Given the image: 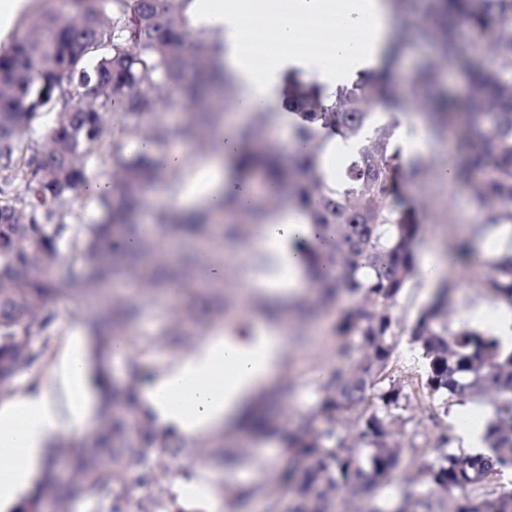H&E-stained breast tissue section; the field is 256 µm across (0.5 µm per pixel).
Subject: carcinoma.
<instances>
[{"instance_id":"1","label":"carcinoma","mask_w":512,"mask_h":512,"mask_svg":"<svg viewBox=\"0 0 512 512\" xmlns=\"http://www.w3.org/2000/svg\"><path fill=\"white\" fill-rule=\"evenodd\" d=\"M186 2L67 0L70 18L41 15L0 49V398L47 363L60 335L61 301L87 298L123 278L135 280L146 300L176 276L190 291L206 267L190 259L175 273L155 256L158 237L197 233L221 255L229 235L248 244L271 214L259 207L225 227L162 208L150 229L137 222L143 193L158 181L178 189L183 171L140 152L128 155L127 144L147 140L162 151L180 141L190 146L189 167L203 132L223 127L224 114L237 104L218 62L219 44L186 35ZM420 8L425 23L412 38L438 43L439 54L415 73L408 102L429 137L456 132L459 163L417 154L401 164L395 136L405 102L391 97L385 70L377 82L333 99L314 97L305 85L285 96L284 109L299 117L288 133L300 144L296 152L256 147L272 122L269 112L255 113L238 133V173L256 171L282 186L275 205L288 204L307 223L333 231L325 248L310 250L308 262L335 270L318 287L323 306L339 296L351 301L332 326L343 364L325 375L316 405L285 436L304 462L284 477L295 493L293 512H348L343 492L372 495L401 472L422 476L427 493L371 512H512V490L498 482L512 472V347L467 323L451 325L448 281L406 329L423 363L417 384L408 389L391 375L395 308L416 270L422 225L415 213L431 175L450 171L448 188L468 190L488 223L512 224V0H420ZM461 25L466 40L458 36ZM481 56L492 63H479ZM449 66L466 76L467 98L431 91ZM164 104L185 110L180 124L158 121ZM51 112L53 126L33 137L36 122ZM331 135L342 151L334 172L321 162ZM93 154L112 170L111 191L97 199L99 215L86 223L74 201L89 180ZM129 237L138 242L133 251L125 246ZM484 267V287L512 305V252ZM140 308L110 295L85 319L87 365L98 391L94 427L71 450L49 446L42 475L13 512H42L48 499L61 512H190L184 486L199 479L211 451L206 440L158 429L139 401V386L153 377L137 358ZM121 336L131 346L122 387L112 379ZM152 343L184 350L196 339L178 322ZM487 395L493 417L485 449L448 448V427L438 418L448 414L449 400L464 405ZM412 403L440 428L437 436L395 438Z\"/></svg>"}]
</instances>
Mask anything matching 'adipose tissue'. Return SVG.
<instances>
[{"mask_svg":"<svg viewBox=\"0 0 512 512\" xmlns=\"http://www.w3.org/2000/svg\"><path fill=\"white\" fill-rule=\"evenodd\" d=\"M337 8L344 23L356 31V42H340V68L310 54L296 25L298 18ZM192 32L218 40L225 68L234 79L238 109L213 135L214 148L198 161L197 174L184 179L179 190L164 195L166 206L182 214L211 212L224 218L225 199L247 210L270 198L258 180L236 174L238 128L251 115L279 108L277 91L288 72L301 71L335 89L352 82L359 72L376 65L391 29L388 0H289L273 28L281 44L264 64L248 50V16L241 0H188L185 9ZM324 231L305 223L297 212L280 207L259 229L256 242L264 268L250 283L273 303L284 305L310 287L302 243L319 245ZM288 350L280 323L256 320L247 339L216 327L189 354L143 385L138 396L159 428L200 438L238 422L255 395L278 376ZM62 399L35 391L0 404V508L14 503L37 476L42 451L52 436L83 421L91 399L90 377L81 353H72L61 368Z\"/></svg>","mask_w":512,"mask_h":512,"instance_id":"adipose-tissue-1","label":"adipose tissue"}]
</instances>
